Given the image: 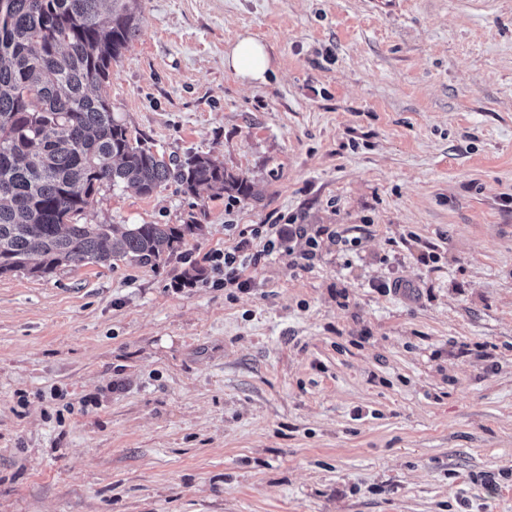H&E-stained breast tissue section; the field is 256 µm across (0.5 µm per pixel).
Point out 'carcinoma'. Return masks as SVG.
I'll return each instance as SVG.
<instances>
[{
	"label": "carcinoma",
	"mask_w": 512,
	"mask_h": 512,
	"mask_svg": "<svg viewBox=\"0 0 512 512\" xmlns=\"http://www.w3.org/2000/svg\"><path fill=\"white\" fill-rule=\"evenodd\" d=\"M136 0H0V275L127 258L157 264L202 230L185 224H78L102 187L152 195L254 198L207 153L173 160L131 139L104 87L140 27ZM40 261L30 264L32 257Z\"/></svg>",
	"instance_id": "cac0c4a2"
}]
</instances>
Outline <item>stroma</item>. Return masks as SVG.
<instances>
[{
  "instance_id": "35a3bbf8",
  "label": "stroma",
  "mask_w": 512,
  "mask_h": 512,
  "mask_svg": "<svg viewBox=\"0 0 512 512\" xmlns=\"http://www.w3.org/2000/svg\"><path fill=\"white\" fill-rule=\"evenodd\" d=\"M137 6L115 117L256 196L103 188L79 223L203 230L0 276V512H512V0ZM241 35L265 83L225 68ZM291 222L313 265L297 239L248 290L179 287ZM224 66L243 82L259 84L266 81L271 58L264 43L251 36H241L224 54Z\"/></svg>"
}]
</instances>
